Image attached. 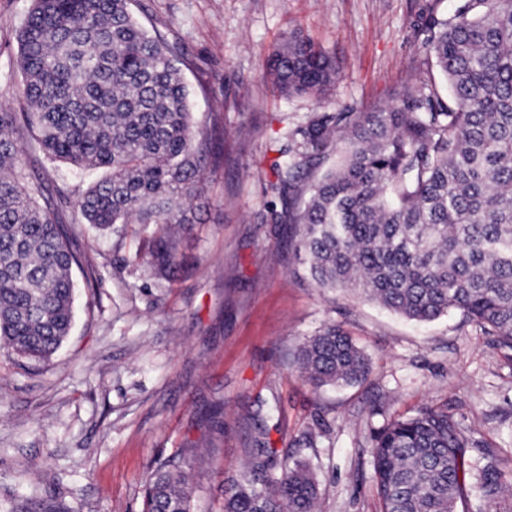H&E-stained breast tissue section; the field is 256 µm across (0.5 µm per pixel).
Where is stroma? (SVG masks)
<instances>
[{
  "label": "stroma",
  "instance_id": "obj_1",
  "mask_svg": "<svg viewBox=\"0 0 512 512\" xmlns=\"http://www.w3.org/2000/svg\"><path fill=\"white\" fill-rule=\"evenodd\" d=\"M460 0H131L181 61L194 120L211 138L201 199L178 243L179 271L145 267L151 228L101 232L78 202L81 172L18 138L26 181L59 197L57 222L80 259L75 317L48 361L0 348V512L27 499L68 512H140L155 462L195 476L192 512H219L225 488L266 433L280 463L308 462L318 512H381L371 443L394 416L447 406L474 455L512 475V350L459 312L417 322L319 287L296 226L264 219L275 140L317 112H370L423 77L425 23ZM31 0H0V108L19 112L17 35ZM334 56L341 79L321 99L282 96L265 63L289 32ZM370 363L366 380L318 387L296 355L324 325ZM319 435L305 447L307 432Z\"/></svg>",
  "mask_w": 512,
  "mask_h": 512
}]
</instances>
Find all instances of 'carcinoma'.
I'll return each mask as SVG.
<instances>
[{
  "mask_svg": "<svg viewBox=\"0 0 512 512\" xmlns=\"http://www.w3.org/2000/svg\"><path fill=\"white\" fill-rule=\"evenodd\" d=\"M429 76L372 112H321L284 133L272 165L285 206L271 224L300 225L298 248L322 288L358 293L412 320L458 311L512 349V0H464L433 18ZM25 112H0V343L47 360L74 317L78 256L55 221L56 199L13 174L17 133L77 169L110 174L79 202L85 223L154 225L157 273L168 278L209 138L195 130L178 59L130 0H32L18 33ZM282 93L321 98L340 78L336 59L297 32L266 60ZM343 136V161L308 188L295 215L288 195L304 170ZM297 364L317 386L366 379L370 367L334 325L308 337ZM446 406L391 419L374 436L382 512H460L495 498L503 473L474 459ZM248 467L224 491L221 512H314L310 466H277L254 440ZM195 484L170 462L152 467L142 512H191Z\"/></svg>",
  "mask_w": 512,
  "mask_h": 512,
  "instance_id": "carcinoma-1",
  "label": "carcinoma"
}]
</instances>
